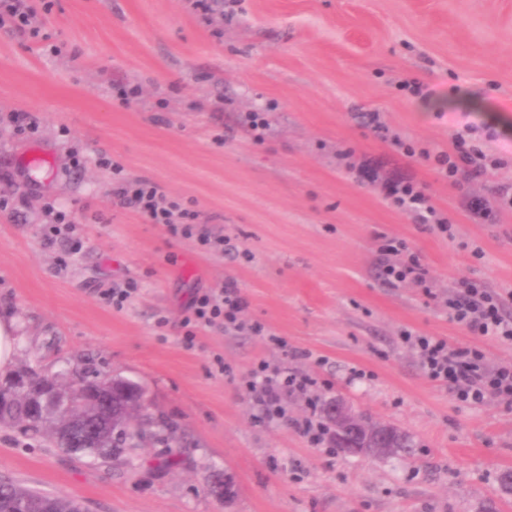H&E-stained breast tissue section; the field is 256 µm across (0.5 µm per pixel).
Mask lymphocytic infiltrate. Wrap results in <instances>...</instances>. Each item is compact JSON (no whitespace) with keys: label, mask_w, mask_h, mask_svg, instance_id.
<instances>
[{"label":"lymphocytic infiltrate","mask_w":512,"mask_h":512,"mask_svg":"<svg viewBox=\"0 0 512 512\" xmlns=\"http://www.w3.org/2000/svg\"><path fill=\"white\" fill-rule=\"evenodd\" d=\"M423 159L433 160L439 173L455 186H463L482 176L486 170L483 150L457 136L453 149L436 154L423 152ZM99 162L111 166L117 180L112 194L121 205L134 209L147 223L164 225L170 235L195 240L205 250H220L224 238L204 230L196 211L180 207L168 200L160 186L148 179L129 180L121 175L120 166L112 165L110 158L100 156ZM384 194L401 211L412 214L425 228L447 234V217L431 202L423 187L406 180L388 181ZM383 256L380 279L387 284L409 283L431 293L432 285L419 256L407 243L393 240L380 245ZM501 294L478 287L463 278L455 289L444 297L441 306L449 319L471 334L492 336L503 342H512V318L502 313ZM247 301L234 282H225L219 289L196 294L186 309L184 325L227 330L250 329L258 336L265 334L260 323L246 324L243 314ZM266 335V334H265ZM399 341L413 350L423 374L432 381L448 385L455 399L469 405L488 399L512 402V367H489L481 350L456 347L447 338L428 336L405 327L398 333ZM250 392L256 409L255 419L260 423L287 421L286 398L289 394L309 395L316 384L310 374L288 368H273L266 362L256 363L240 378Z\"/></svg>","instance_id":"lymphocytic-infiltrate-1"}]
</instances>
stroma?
I'll return each mask as SVG.
<instances>
[{
  "label": "stroma",
  "instance_id": "35a3bbf8",
  "mask_svg": "<svg viewBox=\"0 0 512 512\" xmlns=\"http://www.w3.org/2000/svg\"><path fill=\"white\" fill-rule=\"evenodd\" d=\"M38 28L0 27V314L22 323L13 370L78 362L139 383L172 432L90 463L0 425V478L80 500L88 512H512V403L456 401L398 338L409 327L512 365V344L451 322L439 298L463 277L505 294L512 317V0H36ZM141 85L139 99L122 90ZM37 113L20 133L16 112ZM248 112L265 113L255 140ZM375 112L387 129L364 126ZM469 130L491 159L469 214L433 166L390 144L451 150ZM108 155L159 184L229 243L206 252L113 197ZM370 163L379 181L357 180ZM410 178L452 227L443 236L386 199ZM52 204L83 242H48ZM418 253L434 291L382 283L381 237ZM483 258H474V247ZM254 259H236L237 250ZM134 280L116 310L102 297ZM236 282L250 331H187L197 292ZM193 344H186V335ZM324 357L323 366L313 364ZM266 361L316 375L409 435L412 455L350 456L293 426L255 421L238 376ZM362 377H353V370ZM232 485L223 498L216 480Z\"/></svg>",
  "mask_w": 512,
  "mask_h": 512
}]
</instances>
